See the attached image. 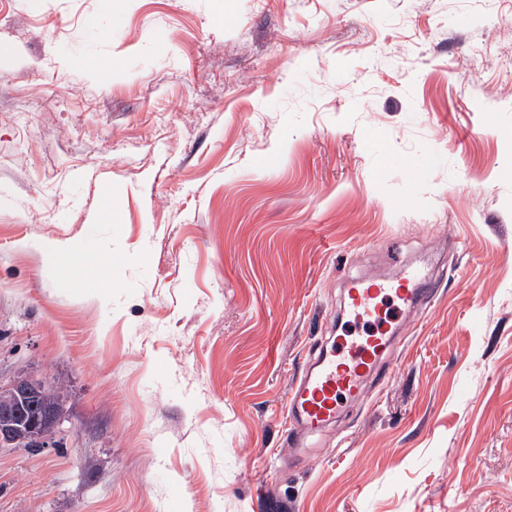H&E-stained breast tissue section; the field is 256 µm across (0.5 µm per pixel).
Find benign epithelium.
Segmentation results:
<instances>
[{"label": "benign epithelium", "instance_id": "obj_1", "mask_svg": "<svg viewBox=\"0 0 512 512\" xmlns=\"http://www.w3.org/2000/svg\"><path fill=\"white\" fill-rule=\"evenodd\" d=\"M42 388L40 381L28 377L0 386V446L31 440L41 448L55 447V436L66 415L62 410L52 415L36 413Z\"/></svg>", "mask_w": 512, "mask_h": 512}]
</instances>
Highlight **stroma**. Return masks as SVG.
I'll use <instances>...</instances> for the list:
<instances>
[{
  "mask_svg": "<svg viewBox=\"0 0 512 512\" xmlns=\"http://www.w3.org/2000/svg\"><path fill=\"white\" fill-rule=\"evenodd\" d=\"M422 262L367 400L289 455L350 279ZM22 376L71 409L0 447V512H512V0H0Z\"/></svg>",
  "mask_w": 512,
  "mask_h": 512,
  "instance_id": "1",
  "label": "stroma"
}]
</instances>
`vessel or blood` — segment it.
Segmentation results:
<instances>
[{
    "label": "vessel or blood",
    "instance_id": "b4317fda",
    "mask_svg": "<svg viewBox=\"0 0 512 512\" xmlns=\"http://www.w3.org/2000/svg\"><path fill=\"white\" fill-rule=\"evenodd\" d=\"M422 271L403 269L394 279L376 277L350 282V315L372 331L344 340L343 351L320 349L310 369L295 382L288 395L286 417L297 425L291 436L294 452H301L308 437L322 431L340 413L342 399H365L370 376L379 374L390 338L379 330L384 301L402 309L415 307L422 296Z\"/></svg>",
    "mask_w": 512,
    "mask_h": 512
}]
</instances>
